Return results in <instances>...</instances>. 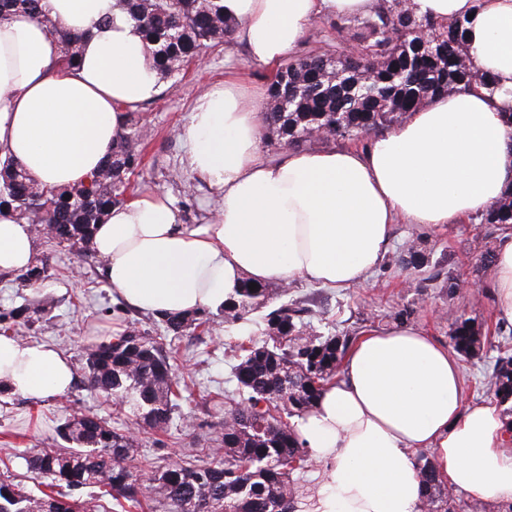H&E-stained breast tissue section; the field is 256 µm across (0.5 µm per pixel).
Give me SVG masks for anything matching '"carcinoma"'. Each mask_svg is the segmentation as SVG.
Instances as JSON below:
<instances>
[{
	"label": "carcinoma",
	"mask_w": 512,
	"mask_h": 512,
	"mask_svg": "<svg viewBox=\"0 0 512 512\" xmlns=\"http://www.w3.org/2000/svg\"><path fill=\"white\" fill-rule=\"evenodd\" d=\"M41 0H0V20L25 12L47 24L66 65L76 62L80 36L53 24ZM142 32L152 66L166 78L227 41L234 27L224 18V0H116ZM466 20L442 23L421 16L411 0H379L357 20L352 39L363 48L354 57L316 48L280 66L268 86L262 113L267 134L292 148L330 139L362 140L415 111L431 97L474 84L496 86L464 53ZM148 116L130 113L124 133L112 143L100 168L84 185L47 190L10 157L0 158V210L32 226L52 247L90 257L94 226L127 201L129 177L143 163ZM512 224V191L480 219ZM52 276L49 258L14 273L23 287ZM248 278L224 302V345L232 353V391L207 394L224 406L220 432L208 447L193 448L181 463L161 466L140 454L133 420L146 434L167 433L179 417L193 380L174 375L179 348L163 346L148 330L128 321L122 334L85 348L87 387L118 404L127 421L109 424L92 413L72 416L58 435L65 448H28L22 459L49 491L29 494L0 480V512H296L293 474L313 466L290 419L310 412L324 387L339 374L356 337L323 335L311 326L307 301L269 282L250 290ZM263 317L252 314L269 303ZM47 303L32 300L0 309V330L50 329ZM170 340L210 335L214 320L204 309L154 320ZM452 347L471 359L480 354L469 321L460 320ZM485 384L500 402L512 400V348L496 345ZM417 469L430 512H486L483 502L462 501L437 478L429 457Z\"/></svg>",
	"instance_id": "carcinoma-1"
}]
</instances>
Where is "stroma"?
I'll return each instance as SVG.
<instances>
[{
  "instance_id": "35a3bbf8",
  "label": "stroma",
  "mask_w": 512,
  "mask_h": 512,
  "mask_svg": "<svg viewBox=\"0 0 512 512\" xmlns=\"http://www.w3.org/2000/svg\"><path fill=\"white\" fill-rule=\"evenodd\" d=\"M230 68L239 71L247 86L261 90L273 73L272 68L251 61L241 44L233 40L208 50L201 61L173 78L157 99L142 104L151 125L143 164L130 177L128 198L166 194L177 204L182 223L210 221L218 206V194L185 167L188 145L178 138L176 130L188 122L196 100L211 84L223 81ZM188 188L194 192V204L186 208L182 201ZM409 242L415 243L422 256L421 269L393 265ZM495 247V237L486 235L484 227L474 221L445 227L398 224L384 256L389 269L375 270L365 287L329 288L299 280L291 288L296 297L312 305L336 309V330L340 333L391 326L396 324L398 312L407 309L411 325L426 329L442 343H449L461 317L468 318L478 336L484 337L495 322L494 299L488 293L475 298L469 285L487 279V271L476 270L475 263L482 253ZM37 253L48 254L42 245ZM51 257L57 271L42 285L41 292L55 301L49 312L55 329L44 334L42 340L69 357L75 381L61 396L35 399L14 392L0 394V473H9L12 481L27 491L36 490L37 482L20 457L22 449L61 446L57 429L77 413H95L110 422L115 419L111 404L84 386V348L122 330L123 316L115 310L119 299L104 278L83 266L70 251L61 250ZM441 259L447 262L445 277L430 280L434 263ZM452 277L461 281L460 289L449 290ZM223 339L224 326L219 323L204 341L189 337L180 340L183 355L175 368L177 375L195 380L192 400L184 408V418L170 427L160 444H153L150 435L140 437L142 453L158 457L160 464L179 460L187 449L201 447L219 430L224 415L203 397L224 388L229 375L230 358L224 352Z\"/></svg>"
}]
</instances>
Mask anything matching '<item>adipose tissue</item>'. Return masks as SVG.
<instances>
[{"label": "adipose tissue", "mask_w": 512, "mask_h": 512, "mask_svg": "<svg viewBox=\"0 0 512 512\" xmlns=\"http://www.w3.org/2000/svg\"><path fill=\"white\" fill-rule=\"evenodd\" d=\"M376 0H224L249 58L274 65L323 15L366 14ZM438 21L468 19L466 47L494 76L429 99L362 149H260L257 103L226 74L197 99L177 134L184 164L220 196L207 224L181 223L172 200L146 194L112 208L93 243L109 287L157 316L223 307L241 279H296L364 287L397 221L462 224L512 186V0H412ZM46 22L0 21V155L46 189L87 183L124 130L130 109L161 83L147 45L115 0H42ZM79 34L74 66L56 62L49 23ZM34 236L0 213V272L32 264ZM488 289L499 322L512 324V227L498 241ZM69 360L45 343L0 336V381L32 398L62 395ZM322 463L306 512H421L414 454L430 451L449 488L512 503V423L501 406L466 403L453 352L426 330L396 325L362 332L339 380L295 421Z\"/></svg>", "instance_id": "obj_1"}]
</instances>
